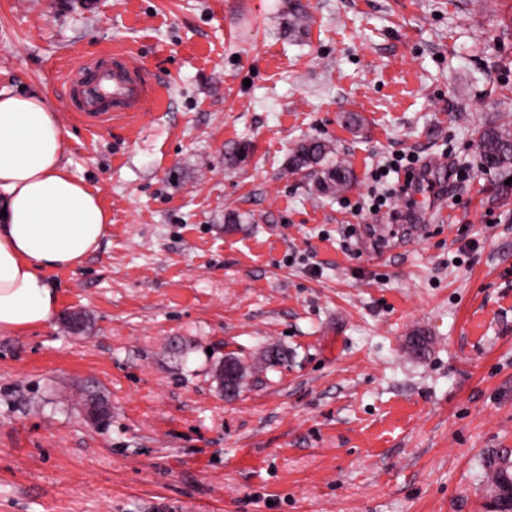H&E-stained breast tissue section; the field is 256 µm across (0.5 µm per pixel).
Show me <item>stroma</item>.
<instances>
[{
	"label": "stroma",
	"mask_w": 512,
	"mask_h": 512,
	"mask_svg": "<svg viewBox=\"0 0 512 512\" xmlns=\"http://www.w3.org/2000/svg\"><path fill=\"white\" fill-rule=\"evenodd\" d=\"M116 44L168 99L93 135L65 69ZM2 87L44 95L112 222L46 272L51 320L0 335V512H491L512 184L475 139L512 122V0H0ZM305 138L352 190L292 170ZM402 154L425 168L413 203L371 210ZM331 145L318 138L303 139L293 149L290 165L294 170H304L327 164L324 169L326 188L336 194L344 193L353 184V172L341 161H330Z\"/></svg>",
	"instance_id": "obj_1"
}]
</instances>
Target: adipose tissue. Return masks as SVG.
Masks as SVG:
<instances>
[{"label": "adipose tissue", "mask_w": 512, "mask_h": 512, "mask_svg": "<svg viewBox=\"0 0 512 512\" xmlns=\"http://www.w3.org/2000/svg\"><path fill=\"white\" fill-rule=\"evenodd\" d=\"M63 154V132L44 97L0 90V334L53 317L58 297L44 270L80 264L110 222Z\"/></svg>", "instance_id": "1"}]
</instances>
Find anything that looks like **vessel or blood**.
Listing matches in <instances>:
<instances>
[{"mask_svg":"<svg viewBox=\"0 0 512 512\" xmlns=\"http://www.w3.org/2000/svg\"><path fill=\"white\" fill-rule=\"evenodd\" d=\"M69 105L92 134L114 120L163 107L167 88L147 82L129 51L115 48L96 62L73 68L67 77Z\"/></svg>","mask_w":512,"mask_h":512,"instance_id":"b4317fda","label":"vessel or blood"}]
</instances>
